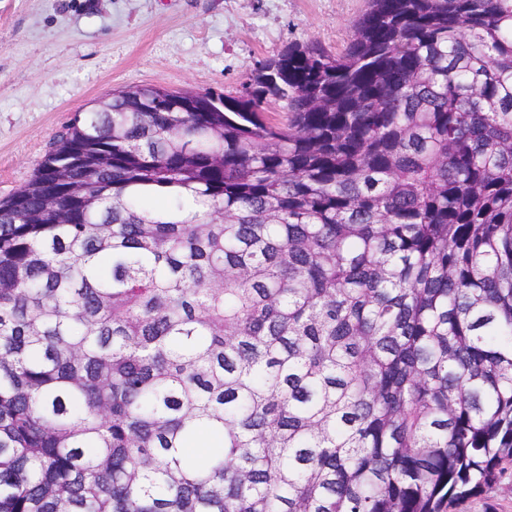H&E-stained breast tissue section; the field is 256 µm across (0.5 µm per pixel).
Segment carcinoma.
<instances>
[{
    "instance_id": "carcinoma-1",
    "label": "carcinoma",
    "mask_w": 512,
    "mask_h": 512,
    "mask_svg": "<svg viewBox=\"0 0 512 512\" xmlns=\"http://www.w3.org/2000/svg\"><path fill=\"white\" fill-rule=\"evenodd\" d=\"M267 66L112 94L0 201V512H448L512 470V0H371Z\"/></svg>"
}]
</instances>
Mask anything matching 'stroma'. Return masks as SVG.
Listing matches in <instances>:
<instances>
[{
    "instance_id": "stroma-1",
    "label": "stroma",
    "mask_w": 512,
    "mask_h": 512,
    "mask_svg": "<svg viewBox=\"0 0 512 512\" xmlns=\"http://www.w3.org/2000/svg\"><path fill=\"white\" fill-rule=\"evenodd\" d=\"M368 0H0V200L75 115L113 91L241 90L258 66L314 39L349 44ZM454 512H512V472Z\"/></svg>"
}]
</instances>
